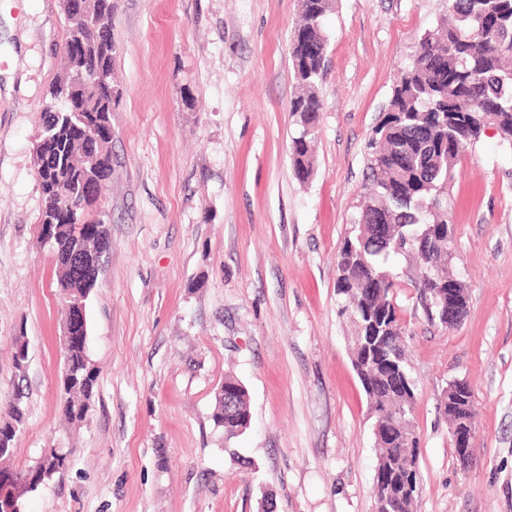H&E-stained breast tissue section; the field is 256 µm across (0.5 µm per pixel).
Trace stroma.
Listing matches in <instances>:
<instances>
[{"instance_id":"stroma-1","label":"stroma","mask_w":512,"mask_h":512,"mask_svg":"<svg viewBox=\"0 0 512 512\" xmlns=\"http://www.w3.org/2000/svg\"><path fill=\"white\" fill-rule=\"evenodd\" d=\"M447 0H330L316 172L293 173L291 40L300 0H114L112 177L92 210L111 247L87 301L97 384L88 422L61 417L58 272L39 240L34 147L62 79L61 0H0V399L26 393L10 460L68 467L24 512H374L369 406L336 312V253L370 186L367 158L398 70ZM452 272L468 313L425 319L412 257L392 259L410 371L414 512H512V146L467 145L448 185ZM29 363L18 373L15 338ZM251 423L212 421L225 378ZM473 392L461 469L437 408Z\"/></svg>"}]
</instances>
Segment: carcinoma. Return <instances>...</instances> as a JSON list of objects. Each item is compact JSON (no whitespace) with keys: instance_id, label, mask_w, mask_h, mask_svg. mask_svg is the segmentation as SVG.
I'll list each match as a JSON object with an SVG mask.
<instances>
[{"instance_id":"carcinoma-1","label":"carcinoma","mask_w":512,"mask_h":512,"mask_svg":"<svg viewBox=\"0 0 512 512\" xmlns=\"http://www.w3.org/2000/svg\"><path fill=\"white\" fill-rule=\"evenodd\" d=\"M89 17L67 15L71 22L64 53L65 74L77 81L68 88L61 107L43 112L39 139L49 141L37 164L51 174L42 177L44 208L42 242L48 243L61 275L58 288L64 304L75 296L72 280L78 256L85 257V295L96 285L99 264L110 241L106 225L90 219L102 185L112 176L110 115L115 89L112 63L116 52L104 19L112 14V0H84ZM328 0H302L303 33L309 60L293 63L300 92L290 111L299 115L302 130L292 140L290 155L295 173L314 175L311 141L322 108L318 85L328 52L324 19ZM450 23L419 40L410 62L397 74L386 112L375 130L369 158L372 187L352 220L353 230L336 254L338 314L363 337L364 346L351 351L354 369L372 409L380 418L382 442L374 483V500H400L397 512H409L417 495L418 441H404L410 433L405 419L415 401L401 342L402 325L396 283L388 267L391 257L411 252L420 270L416 288L428 322L439 323L437 283L451 279L448 255L453 253L454 228L444 193L460 161L463 148L493 128L512 145V0H448ZM87 225L84 237L71 225ZM77 339L62 348V414L71 424L87 420L97 376L85 351L88 331L73 330ZM29 347L17 338L13 360L26 368ZM22 389L0 402V461L9 458L26 424ZM224 416V435L230 439L250 425L245 387L224 379V392L215 396L212 420ZM70 451L51 448L27 469L14 472L34 493L68 463Z\"/></svg>"}]
</instances>
